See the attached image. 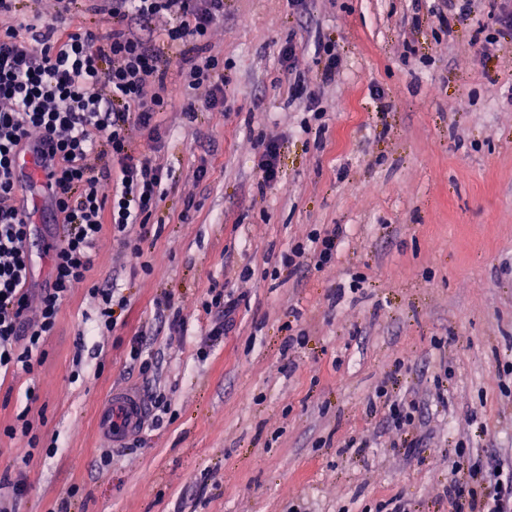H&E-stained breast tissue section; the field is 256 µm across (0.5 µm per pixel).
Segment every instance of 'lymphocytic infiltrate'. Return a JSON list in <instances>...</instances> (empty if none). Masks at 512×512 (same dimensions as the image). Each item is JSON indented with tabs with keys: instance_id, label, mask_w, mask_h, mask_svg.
<instances>
[{
	"instance_id": "1",
	"label": "lymphocytic infiltrate",
	"mask_w": 512,
	"mask_h": 512,
	"mask_svg": "<svg viewBox=\"0 0 512 512\" xmlns=\"http://www.w3.org/2000/svg\"><path fill=\"white\" fill-rule=\"evenodd\" d=\"M17 0H0V379L32 374L34 359L56 326L62 303L87 281L104 231L132 259L143 256L132 225L147 228L163 199L170 171L154 153L160 113L174 90H204L201 107L223 109L224 64L208 55L204 40L224 18V0H53L54 22L19 21ZM99 15L107 35L58 21L81 8ZM170 24L162 30L160 18ZM156 31L157 43L146 34ZM179 61L171 81L159 64V45ZM147 132L149 146H133L130 127ZM35 154L50 182L48 208L62 226L45 251L50 272L34 288L29 242L32 213L23 197L15 159ZM338 232L313 233L295 244L286 264L316 268L336 254ZM497 490L478 497L451 483L455 512H512V471L490 469Z\"/></svg>"
}]
</instances>
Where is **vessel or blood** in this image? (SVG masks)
Here are the masks:
<instances>
[{
	"mask_svg": "<svg viewBox=\"0 0 512 512\" xmlns=\"http://www.w3.org/2000/svg\"><path fill=\"white\" fill-rule=\"evenodd\" d=\"M146 414L147 403L140 392L117 388L98 410V430L109 445L117 447L141 427Z\"/></svg>",
	"mask_w": 512,
	"mask_h": 512,
	"instance_id": "1",
	"label": "vessel or blood"
}]
</instances>
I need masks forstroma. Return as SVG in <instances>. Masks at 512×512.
I'll list each match as a JSON object with an SVG mask.
<instances>
[{
  "label": "stroma",
  "mask_w": 512,
  "mask_h": 512,
  "mask_svg": "<svg viewBox=\"0 0 512 512\" xmlns=\"http://www.w3.org/2000/svg\"><path fill=\"white\" fill-rule=\"evenodd\" d=\"M432 4L224 0L207 45L226 111L158 116L172 177L148 235L131 228L152 272L104 236L33 374L0 389V492L30 484L17 512L64 497L71 512H453L450 481L512 463V391L495 374L512 361V29L494 19L512 0L449 11L447 32ZM264 139L279 146L267 186ZM336 229L330 265L285 264ZM108 284L126 305L88 335L89 288ZM216 284L237 308L214 338ZM136 336L146 375L129 363ZM118 386L168 407L111 451L97 414ZM381 389L419 401L425 425H386ZM23 414L38 447L15 431ZM461 441L473 456L456 470Z\"/></svg>",
  "instance_id": "1"
}]
</instances>
